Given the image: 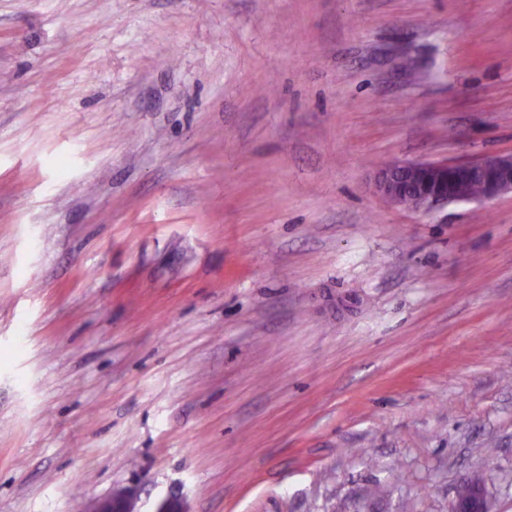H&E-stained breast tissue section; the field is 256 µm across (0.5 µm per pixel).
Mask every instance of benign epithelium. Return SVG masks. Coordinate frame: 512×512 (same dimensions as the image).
<instances>
[{
	"instance_id": "benign-epithelium-1",
	"label": "benign epithelium",
	"mask_w": 512,
	"mask_h": 512,
	"mask_svg": "<svg viewBox=\"0 0 512 512\" xmlns=\"http://www.w3.org/2000/svg\"><path fill=\"white\" fill-rule=\"evenodd\" d=\"M474 173L484 192L473 196L465 187ZM378 189L392 203L428 213L448 203L487 201L512 194V153L457 161H393L381 168ZM137 492L126 489L98 501L91 512H135Z\"/></svg>"
}]
</instances>
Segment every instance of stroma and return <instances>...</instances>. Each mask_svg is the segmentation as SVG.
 I'll use <instances>...</instances> for the list:
<instances>
[{"mask_svg":"<svg viewBox=\"0 0 512 512\" xmlns=\"http://www.w3.org/2000/svg\"><path fill=\"white\" fill-rule=\"evenodd\" d=\"M511 151L512 0H0V512H512V195L375 187ZM473 173L481 176L465 187ZM378 189L392 203L428 213L448 203L512 194V153L457 161H393L381 168ZM408 200L410 202H408ZM137 492L126 489L112 495V497L98 501L91 512H135Z\"/></svg>","mask_w":512,"mask_h":512,"instance_id":"1","label":"stroma"}]
</instances>
